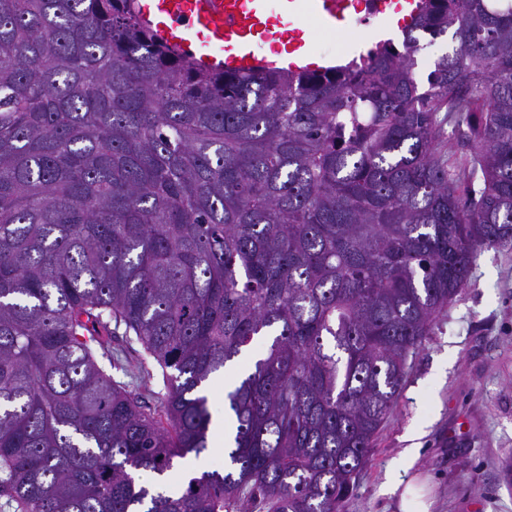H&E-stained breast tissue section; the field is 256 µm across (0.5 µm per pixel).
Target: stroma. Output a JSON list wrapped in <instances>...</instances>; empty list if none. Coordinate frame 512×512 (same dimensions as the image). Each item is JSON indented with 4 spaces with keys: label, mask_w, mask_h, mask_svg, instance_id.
Masks as SVG:
<instances>
[{
    "label": "stroma",
    "mask_w": 512,
    "mask_h": 512,
    "mask_svg": "<svg viewBox=\"0 0 512 512\" xmlns=\"http://www.w3.org/2000/svg\"><path fill=\"white\" fill-rule=\"evenodd\" d=\"M310 28L314 57L352 59L376 42L372 26L344 23ZM117 363L100 366L147 408L165 393L162 370L145 357L135 336L115 330L109 345ZM151 375L142 378L140 363ZM418 441L420 453L406 465L404 450ZM512 251L482 253L470 281L437 319L408 361L397 403L358 472L350 512H396L387 483L419 477L437 498L436 512H512Z\"/></svg>",
    "instance_id": "stroma-1"
}]
</instances>
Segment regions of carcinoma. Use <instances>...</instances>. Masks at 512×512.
Segmentation results:
<instances>
[{
	"label": "carcinoma",
	"mask_w": 512,
	"mask_h": 512,
	"mask_svg": "<svg viewBox=\"0 0 512 512\" xmlns=\"http://www.w3.org/2000/svg\"><path fill=\"white\" fill-rule=\"evenodd\" d=\"M421 33L453 43L424 81ZM402 34L217 70L132 0H0L6 504L347 512L409 357L480 254L512 249V0H422ZM112 325L161 367L160 408L99 366ZM258 340L224 472L143 484L208 448L199 388Z\"/></svg>",
	"instance_id": "carcinoma-1"
}]
</instances>
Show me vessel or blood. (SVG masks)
<instances>
[{"label":"vessel or blood","instance_id":"1","mask_svg":"<svg viewBox=\"0 0 512 512\" xmlns=\"http://www.w3.org/2000/svg\"><path fill=\"white\" fill-rule=\"evenodd\" d=\"M351 6L352 0H135L139 18L168 45L230 68L255 65L259 49L279 39L284 17L305 9L333 24Z\"/></svg>","mask_w":512,"mask_h":512}]
</instances>
